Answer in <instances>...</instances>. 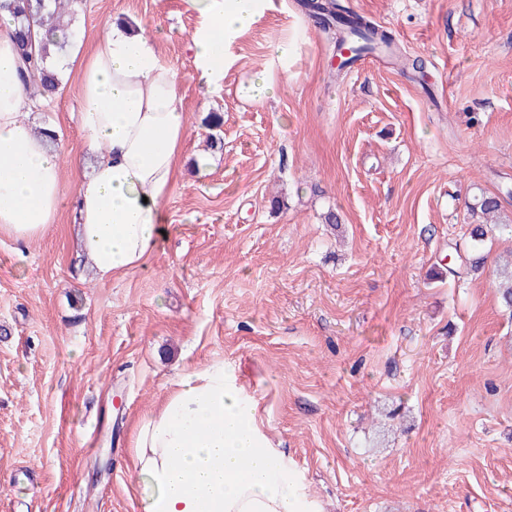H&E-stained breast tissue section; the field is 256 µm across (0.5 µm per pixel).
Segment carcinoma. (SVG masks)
<instances>
[{"mask_svg":"<svg viewBox=\"0 0 512 512\" xmlns=\"http://www.w3.org/2000/svg\"><path fill=\"white\" fill-rule=\"evenodd\" d=\"M80 6V0H0V10L11 14L15 22L13 33L16 52L22 61L21 77H26L28 69L37 72V79L27 82L30 96L46 100L58 89L59 79L46 65L49 45L61 51L66 46L69 26L63 19L74 15ZM302 6L326 33L334 35L336 50L346 48L352 55L342 59L337 65L336 75L345 72V67L358 61L362 56L383 53L390 57L404 72L415 76L423 75L424 65L421 59L412 58L401 52L390 32L372 20L349 13L340 0H304ZM38 19L48 26L51 33H60L52 43L41 46L35 44L31 22ZM473 218L487 217L497 213L501 204L496 197L479 195L473 203L467 205ZM487 239V225L474 222L467 225L462 241L450 247L452 256L448 273L458 277L476 275L485 271L488 254L484 250ZM498 277L506 279V285L499 289L503 308L512 312V263L498 266Z\"/></svg>","mask_w":512,"mask_h":512,"instance_id":"carcinoma-1","label":"carcinoma"}]
</instances>
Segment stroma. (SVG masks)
<instances>
[{
  "instance_id": "1",
  "label": "stroma",
  "mask_w": 512,
  "mask_h": 512,
  "mask_svg": "<svg viewBox=\"0 0 512 512\" xmlns=\"http://www.w3.org/2000/svg\"><path fill=\"white\" fill-rule=\"evenodd\" d=\"M272 3L209 86L189 0H82L84 45L114 17L146 23L188 127L142 268L93 279L67 207L37 241L0 239V512H139L130 423L216 362L325 512H512V315L493 284L512 239L486 242L482 275L434 276L468 197L512 216V0H344L420 81L387 57L337 76L299 0ZM257 72L275 96L242 97ZM82 106L72 75L32 117L57 130L67 194Z\"/></svg>"
}]
</instances>
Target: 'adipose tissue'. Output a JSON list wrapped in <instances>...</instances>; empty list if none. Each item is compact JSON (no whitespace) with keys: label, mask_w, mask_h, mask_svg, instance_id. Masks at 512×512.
Masks as SVG:
<instances>
[{"label":"adipose tissue","mask_w":512,"mask_h":512,"mask_svg":"<svg viewBox=\"0 0 512 512\" xmlns=\"http://www.w3.org/2000/svg\"><path fill=\"white\" fill-rule=\"evenodd\" d=\"M190 3L204 18L192 48L211 85L224 75L227 45L263 0ZM13 29L11 15H0V236L27 244L56 222L63 158L27 119L33 102L19 78ZM69 62L79 74V123L94 157L74 187L76 255L104 281L137 270L157 247L187 116L178 75L143 25L112 21ZM132 448L141 512H323L223 364L178 374L163 404L136 423Z\"/></svg>","instance_id":"obj_1"}]
</instances>
